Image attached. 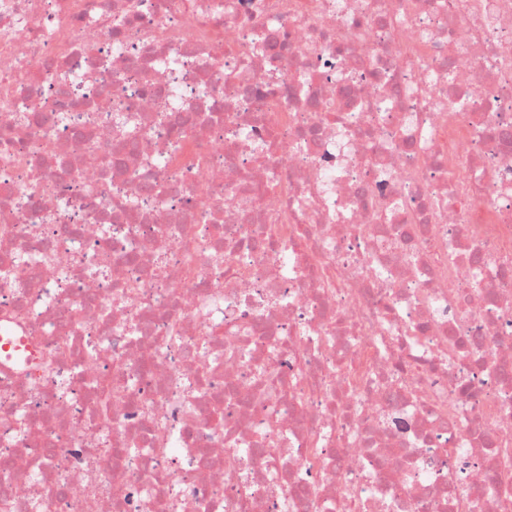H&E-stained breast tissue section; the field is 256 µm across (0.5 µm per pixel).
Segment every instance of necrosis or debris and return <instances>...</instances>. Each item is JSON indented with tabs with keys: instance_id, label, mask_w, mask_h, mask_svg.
I'll use <instances>...</instances> for the list:
<instances>
[{
	"instance_id": "necrosis-or-debris-1",
	"label": "necrosis or debris",
	"mask_w": 512,
	"mask_h": 512,
	"mask_svg": "<svg viewBox=\"0 0 512 512\" xmlns=\"http://www.w3.org/2000/svg\"><path fill=\"white\" fill-rule=\"evenodd\" d=\"M505 448L512 0H0V512H512Z\"/></svg>"
}]
</instances>
